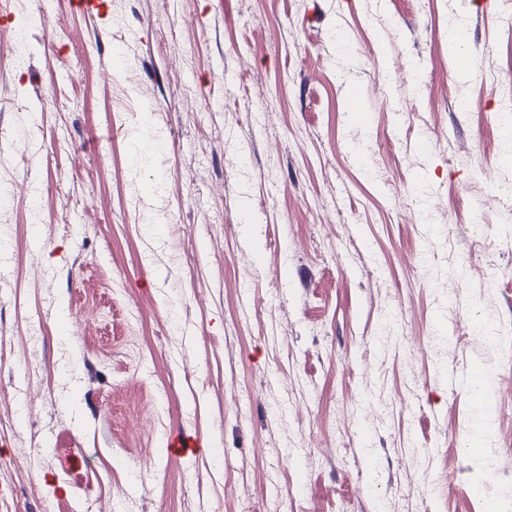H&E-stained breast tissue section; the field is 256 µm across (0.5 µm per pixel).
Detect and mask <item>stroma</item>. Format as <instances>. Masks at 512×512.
Masks as SVG:
<instances>
[{"label":"stroma","mask_w":512,"mask_h":512,"mask_svg":"<svg viewBox=\"0 0 512 512\" xmlns=\"http://www.w3.org/2000/svg\"><path fill=\"white\" fill-rule=\"evenodd\" d=\"M477 2L9 0L0 512H512V0ZM202 448V443L197 437L185 434L177 433L171 436L162 448V454L167 458H186L193 456Z\"/></svg>","instance_id":"obj_1"}]
</instances>
